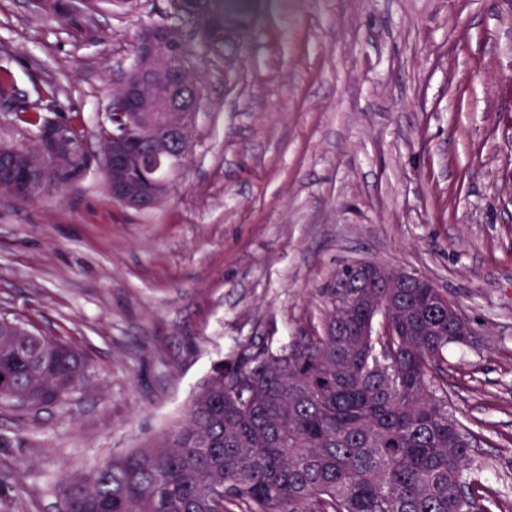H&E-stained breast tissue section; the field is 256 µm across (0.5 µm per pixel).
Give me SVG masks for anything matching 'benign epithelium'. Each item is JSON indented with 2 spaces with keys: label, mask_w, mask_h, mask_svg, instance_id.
<instances>
[{
  "label": "benign epithelium",
  "mask_w": 512,
  "mask_h": 512,
  "mask_svg": "<svg viewBox=\"0 0 512 512\" xmlns=\"http://www.w3.org/2000/svg\"><path fill=\"white\" fill-rule=\"evenodd\" d=\"M168 35L161 25L142 29L135 41L139 66L132 72L123 70L119 92L113 97L105 119L115 123L129 118L150 130L147 146L126 134H114L103 149V172L112 199L126 207L142 210L155 205L166 193V184L154 177L168 164V153L178 145L186 157L192 128L200 102L193 83L183 78L173 86L167 77ZM177 103L190 116L177 128H158L154 113ZM38 146L23 154L9 148L0 149V164L9 176L0 180V190L19 201L35 197L53 181L54 165L67 155L61 126L50 121L37 133ZM415 273L372 264L366 269L364 288H397L412 282Z\"/></svg>",
  "instance_id": "benign-epithelium-1"
}]
</instances>
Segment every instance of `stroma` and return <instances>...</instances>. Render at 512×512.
<instances>
[{
  "label": "stroma",
  "mask_w": 512,
  "mask_h": 512,
  "mask_svg": "<svg viewBox=\"0 0 512 512\" xmlns=\"http://www.w3.org/2000/svg\"><path fill=\"white\" fill-rule=\"evenodd\" d=\"M168 0H0V146L21 112L74 125L80 177L0 193V315L62 338L90 383L66 411L0 405V512H56L62 473L170 434L247 346L317 326L350 261L435 283L473 335L447 349L472 480L512 512V0H252L212 39L167 196L114 201L99 127L135 33Z\"/></svg>",
  "instance_id": "obj_1"
}]
</instances>
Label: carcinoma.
I'll list each match as a JSON object with an SVG mask.
<instances>
[{
	"mask_svg": "<svg viewBox=\"0 0 512 512\" xmlns=\"http://www.w3.org/2000/svg\"><path fill=\"white\" fill-rule=\"evenodd\" d=\"M211 0H173L203 15ZM168 77L178 81L194 53L167 28ZM69 183L86 158L68 131ZM437 288H360L344 268L321 289V325L277 350H243L191 399L161 443L112 455L63 478L68 512H488V489L467 476L469 431L450 409V300ZM0 317V389L63 409L87 373L69 344L19 331ZM382 321L378 336L362 324Z\"/></svg>",
	"mask_w": 512,
	"mask_h": 512,
	"instance_id": "1",
	"label": "carcinoma"
}]
</instances>
